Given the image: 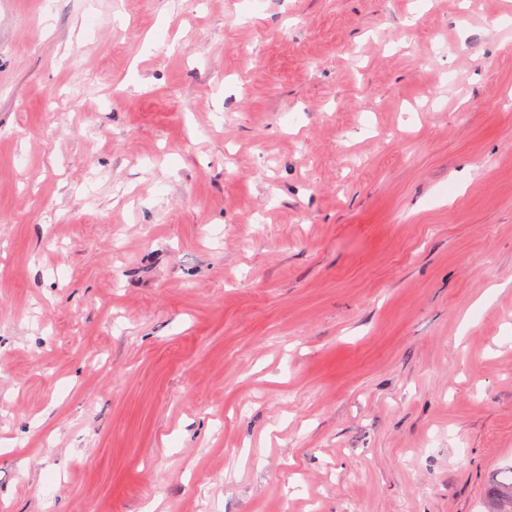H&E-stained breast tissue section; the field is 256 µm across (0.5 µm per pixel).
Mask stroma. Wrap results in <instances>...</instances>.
I'll return each mask as SVG.
<instances>
[{
  "label": "stroma",
  "mask_w": 512,
  "mask_h": 512,
  "mask_svg": "<svg viewBox=\"0 0 512 512\" xmlns=\"http://www.w3.org/2000/svg\"><path fill=\"white\" fill-rule=\"evenodd\" d=\"M511 466L512 0H0L6 512Z\"/></svg>",
  "instance_id": "1"
}]
</instances>
